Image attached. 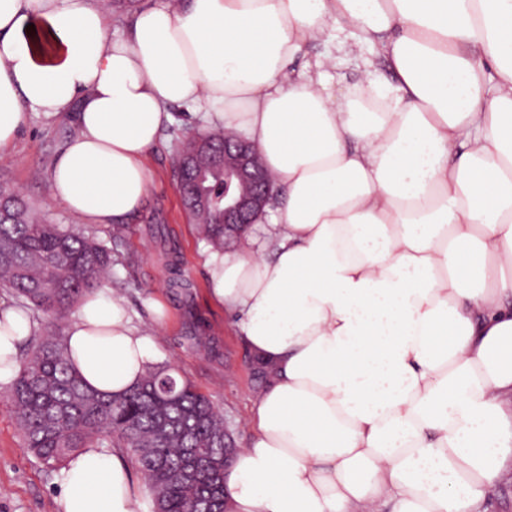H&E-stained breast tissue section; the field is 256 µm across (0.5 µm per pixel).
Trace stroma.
Listing matches in <instances>:
<instances>
[{"mask_svg":"<svg viewBox=\"0 0 512 512\" xmlns=\"http://www.w3.org/2000/svg\"><path fill=\"white\" fill-rule=\"evenodd\" d=\"M169 111L172 121L164 127L147 159L151 183L137 212L120 227L96 230L115 258L112 276L103 289L124 299L134 325L158 328L163 362L173 365L210 397L241 447L249 439L247 419L262 387L251 377L250 350L233 319L210 300L205 265L209 246L182 208L172 169L180 140L187 133L207 131L208 126L191 116L186 107L173 105ZM76 127L72 112L53 119L29 114L13 147L0 154V181L15 186L56 224L77 222L74 215L50 202L46 179L57 153ZM159 224L172 231L179 251L177 261H170L162 244L151 236V228ZM174 272L192 283L191 297L176 296L167 288ZM192 311L207 323L210 348L197 346L189 337L187 321ZM57 476V471L25 448L7 387L0 384V512H59Z\"/></svg>","mask_w":512,"mask_h":512,"instance_id":"obj_1","label":"stroma"}]
</instances>
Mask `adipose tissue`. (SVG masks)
Listing matches in <instances>:
<instances>
[{
  "label": "adipose tissue",
  "mask_w": 512,
  "mask_h": 512,
  "mask_svg": "<svg viewBox=\"0 0 512 512\" xmlns=\"http://www.w3.org/2000/svg\"><path fill=\"white\" fill-rule=\"evenodd\" d=\"M327 33L365 72L342 92L335 56L294 67ZM172 104L252 142L279 193L246 251L205 260L274 368L229 512H479L512 453V0H154L120 38L98 0H0V151L76 111L48 183L83 224L137 210ZM35 328L0 307V383ZM66 334L101 392L160 358L102 291ZM56 484L61 512L142 510L108 448Z\"/></svg>",
  "instance_id": "ef3b65f1"
}]
</instances>
